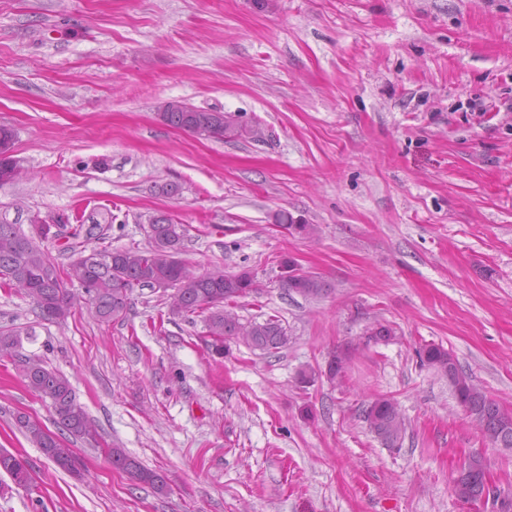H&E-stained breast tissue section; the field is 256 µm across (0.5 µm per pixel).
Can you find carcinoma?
I'll list each match as a JSON object with an SVG mask.
<instances>
[{
  "mask_svg": "<svg viewBox=\"0 0 512 512\" xmlns=\"http://www.w3.org/2000/svg\"><path fill=\"white\" fill-rule=\"evenodd\" d=\"M158 118L167 126L196 136L205 133L213 139L234 140L247 134L246 128L237 119L224 112L204 109L195 112H160ZM90 220L91 225L86 230L90 238L103 236L112 228V212L107 208L96 211ZM147 236L149 248L144 251H103L105 267L95 273L88 270L83 252H78V257L73 260L71 270L101 320L112 322L123 319L131 306V294L136 286L171 288V314L188 316L199 311L206 313L207 336L210 337L206 348L213 356H223L226 342L232 339H239L250 348L262 352L279 350L288 345V331L277 317L243 323L227 309L234 299L261 288L250 271L205 276L189 273L179 258L184 229L169 216L148 224ZM0 286L23 289L46 320L64 318L75 300V294L62 276L59 263L14 224L9 232L0 231ZM281 286L310 299L322 297L330 290L328 282L309 272L283 280ZM20 349L19 334L10 329H0V358L20 362L26 386L50 400L61 430L76 439L96 440L97 430L77 403L70 381L42 362L23 357ZM416 355L421 366L448 378L457 403L468 408V416L488 441L500 447L512 448V412L504 410L478 387L460 368L450 351L439 344H427L419 348ZM349 359L348 348H336L327 363V379L342 382ZM362 418L383 445L388 448L400 447L406 433V422L394 401L385 397L373 399L362 410ZM15 425L46 458L59 465V469H64L60 461L75 456L73 449L61 440L51 438L45 427L29 416L16 415ZM109 459L112 467L125 472L131 481L148 485L160 495L168 493L166 478L141 465L125 449H111ZM0 471L5 472L19 487L31 485L29 464L19 455L0 449Z\"/></svg>",
  "mask_w": 512,
  "mask_h": 512,
  "instance_id": "obj_1",
  "label": "carcinoma"
}]
</instances>
